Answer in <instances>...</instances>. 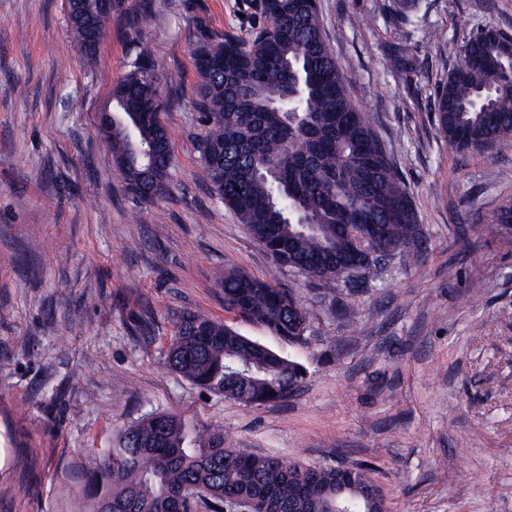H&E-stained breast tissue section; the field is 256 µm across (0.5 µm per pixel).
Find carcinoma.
Returning a JSON list of instances; mask_svg holds the SVG:
<instances>
[{"label":"carcinoma","instance_id":"cac0c4a2","mask_svg":"<svg viewBox=\"0 0 512 512\" xmlns=\"http://www.w3.org/2000/svg\"><path fill=\"white\" fill-rule=\"evenodd\" d=\"M100 0H79L68 17L85 64L106 28ZM261 23L249 39L219 38L202 17L193 31L200 77L195 110L205 132L195 140L211 186L224 206L281 268L314 284L347 281L336 273L351 248L349 224H376L385 257L420 261L425 236L414 202L383 151L366 113L352 101L324 36L318 0H260ZM508 60L475 34L437 97L435 121L461 151L512 150V81ZM159 65L138 49L112 90L123 119L109 138L127 189L151 203L167 187L169 132ZM486 99L474 104L478 95ZM292 96L291 116L273 102ZM303 216L309 225L288 222ZM224 305L272 334L300 341L309 311L277 284L240 269L224 271ZM165 362L191 383L245 406L280 401L306 378L297 361L258 348L249 337L197 312L176 316ZM93 512H232L249 499L254 512H387V496L364 464L305 466L224 447L184 418L152 413L122 430L88 460Z\"/></svg>","mask_w":512,"mask_h":512}]
</instances>
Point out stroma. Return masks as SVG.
<instances>
[{
    "instance_id": "obj_1",
    "label": "stroma",
    "mask_w": 512,
    "mask_h": 512,
    "mask_svg": "<svg viewBox=\"0 0 512 512\" xmlns=\"http://www.w3.org/2000/svg\"><path fill=\"white\" fill-rule=\"evenodd\" d=\"M128 2L89 68L67 0H0V512H76L92 451L156 411L247 454L368 464L391 512H512V229L496 220L512 205V151H458L434 119L464 42L487 26L512 36V0H319L427 240L419 264L336 283L332 307L225 208L192 144L195 19L245 37L257 14L243 0H152L140 23ZM137 40L169 73L172 167L150 205L125 190L98 127ZM230 268L306 302L308 340L226 309ZM184 311L298 361L304 386L254 407L194 386L164 358Z\"/></svg>"
}]
</instances>
